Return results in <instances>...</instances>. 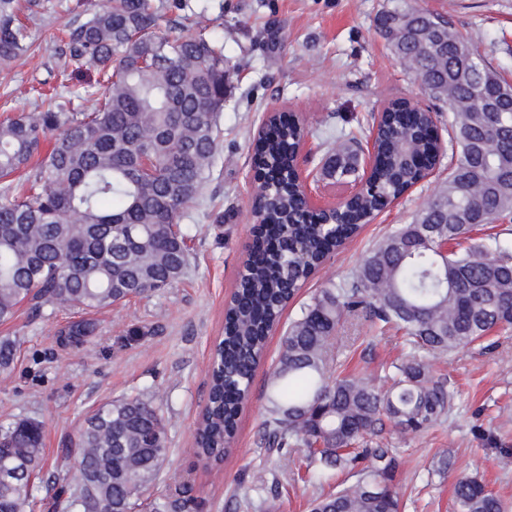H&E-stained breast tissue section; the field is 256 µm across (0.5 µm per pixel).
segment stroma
<instances>
[{"label": "stroma", "mask_w": 512, "mask_h": 512, "mask_svg": "<svg viewBox=\"0 0 512 512\" xmlns=\"http://www.w3.org/2000/svg\"><path fill=\"white\" fill-rule=\"evenodd\" d=\"M56 2L45 0L44 10L22 17L33 51L0 70V121L34 110L42 92L66 97L98 89L92 72L60 80L62 30L74 16ZM162 3L161 30L208 27L224 41L229 73L215 165L180 217L191 230L189 265L177 285L96 313L97 332L78 350L57 338L76 310L46 305L37 312L21 304L12 321L0 324V337L17 343L11 376L0 382V424L42 422L44 463L35 494L47 499L85 418L118 397L147 394L168 428L169 451L155 493L187 482L203 501L201 512H309L311 499L335 490L341 475L290 481L300 458L268 453L262 444L266 380L284 327L322 288L349 279L392 228L412 223L447 179L448 165L440 163L432 177L380 212L303 285L268 337L231 451L219 464L200 462L196 422L206 401L211 348L224 332V305L251 242L249 159L265 113L304 116L309 135L303 165L321 175L330 142L367 143L390 101L416 98L420 91L376 27L387 0H189L185 10L174 8V0ZM405 5L450 20L512 82V0ZM345 189L344 182L321 175L316 193L328 198ZM403 351L400 331H372L358 317L348 318L334 342L337 369L358 376L380 373ZM442 370L457 390L448 416L416 436L383 434L401 461L393 486L403 512H455L453 484L470 474L480 475L512 512V329L495 332L490 349L452 352Z\"/></svg>", "instance_id": "1"}]
</instances>
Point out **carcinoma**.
Returning a JSON list of instances; mask_svg holds the SVG:
<instances>
[{
    "mask_svg": "<svg viewBox=\"0 0 512 512\" xmlns=\"http://www.w3.org/2000/svg\"><path fill=\"white\" fill-rule=\"evenodd\" d=\"M158 0H103L68 29L65 54L76 69L104 82L83 109L64 104L20 112L0 123V322L25 301L76 307L86 316L61 332L78 348L95 334L91 314L172 287L189 262L181 210L195 200L216 154L224 110V42L206 29L190 36L160 31ZM18 0H0V68L31 50ZM413 80L448 105V180L419 210L369 252L348 281L331 284L303 306L281 342L266 381L263 437L281 455L300 448L315 472L340 471L352 482L313 501L312 512H401L390 486L400 460L394 448L367 447L391 427L417 435L452 408L455 387L435 373L448 353L512 328V242L478 227L512 221V85L502 80L447 20L397 4L378 17ZM428 112L390 102L380 116L381 150L372 189L341 215H303L287 186L288 163L308 130L291 119L255 145L251 166L271 174L272 223L256 242L224 313V336L208 367L210 398L200 414L196 453L220 462L230 450L267 333L301 284L355 236L385 202L424 172L404 145L432 152L421 132ZM52 139L50 150L42 144ZM35 167H30L36 156ZM358 153L339 150L329 174L350 177ZM52 184L53 191L41 189ZM363 312L372 326L404 331L407 353L375 378L341 376L332 340L346 316ZM16 344L0 338V373ZM53 495L54 512H200L189 483L146 494L168 454L165 424L144 395L123 396L84 421ZM0 451L17 469L0 483V512H34L31 474L42 468V428L19 419L0 425ZM458 512H503L476 474L454 484Z\"/></svg>",
    "mask_w": 512,
    "mask_h": 512,
    "instance_id": "carcinoma-1",
    "label": "carcinoma"
}]
</instances>
